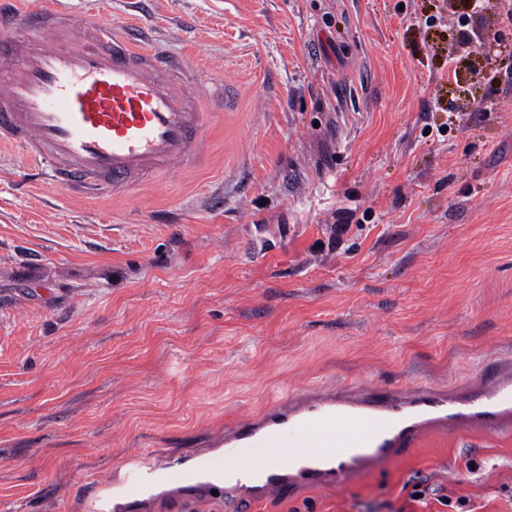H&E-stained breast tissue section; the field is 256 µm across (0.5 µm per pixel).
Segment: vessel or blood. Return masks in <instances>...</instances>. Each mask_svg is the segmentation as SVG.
I'll return each instance as SVG.
<instances>
[{
  "label": "vessel or blood",
  "instance_id": "obj_1",
  "mask_svg": "<svg viewBox=\"0 0 512 512\" xmlns=\"http://www.w3.org/2000/svg\"><path fill=\"white\" fill-rule=\"evenodd\" d=\"M140 26L114 30L79 14H32L0 0V143L19 146L60 188L121 193L206 165L207 78L144 46ZM512 433V361L485 360L458 391L431 385H320L225 426L200 453L135 455L97 492L96 512H224L347 481L410 456L427 439Z\"/></svg>",
  "mask_w": 512,
  "mask_h": 512
}]
</instances>
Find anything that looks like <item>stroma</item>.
Segmentation results:
<instances>
[{"mask_svg": "<svg viewBox=\"0 0 512 512\" xmlns=\"http://www.w3.org/2000/svg\"><path fill=\"white\" fill-rule=\"evenodd\" d=\"M60 1L227 89L208 165L126 194L26 183L0 145V512H92L132 454L319 384L457 388L512 355V24L463 0H23ZM420 479L512 512V435L252 512H439Z\"/></svg>", "mask_w": 512, "mask_h": 512, "instance_id": "35a3bbf8", "label": "stroma"}]
</instances>
